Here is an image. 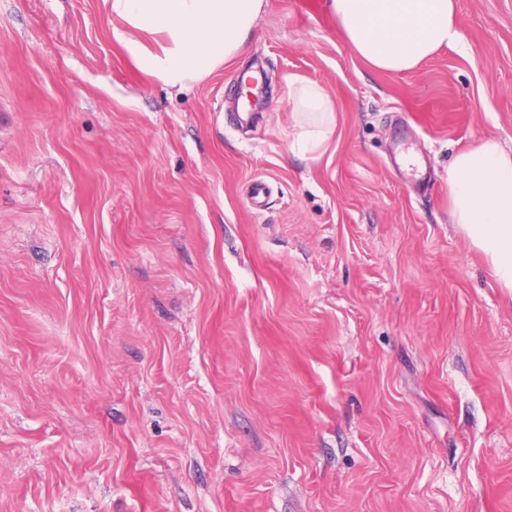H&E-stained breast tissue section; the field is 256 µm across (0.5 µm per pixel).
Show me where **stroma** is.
Wrapping results in <instances>:
<instances>
[{
    "label": "stroma",
    "mask_w": 512,
    "mask_h": 512,
    "mask_svg": "<svg viewBox=\"0 0 512 512\" xmlns=\"http://www.w3.org/2000/svg\"><path fill=\"white\" fill-rule=\"evenodd\" d=\"M325 4L179 89L103 0H0V512H512V291L448 216L453 155L512 147V0L400 74ZM292 146L299 155L317 153L336 132V102L317 82L302 81L289 93Z\"/></svg>",
    "instance_id": "obj_1"
}]
</instances>
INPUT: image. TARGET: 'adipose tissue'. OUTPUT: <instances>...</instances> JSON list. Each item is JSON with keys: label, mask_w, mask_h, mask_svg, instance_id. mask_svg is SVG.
Here are the masks:
<instances>
[{"label": "adipose tissue", "mask_w": 512, "mask_h": 512, "mask_svg": "<svg viewBox=\"0 0 512 512\" xmlns=\"http://www.w3.org/2000/svg\"><path fill=\"white\" fill-rule=\"evenodd\" d=\"M119 26L112 38L135 65L170 86H187L241 55L265 0H103ZM351 49L372 68L414 70L459 45L455 0H327ZM292 146L318 152L336 132V102L302 81L290 91ZM451 221L512 289V150L492 139L457 152L448 165Z\"/></svg>", "instance_id": "ef3b65f1"}]
</instances>
